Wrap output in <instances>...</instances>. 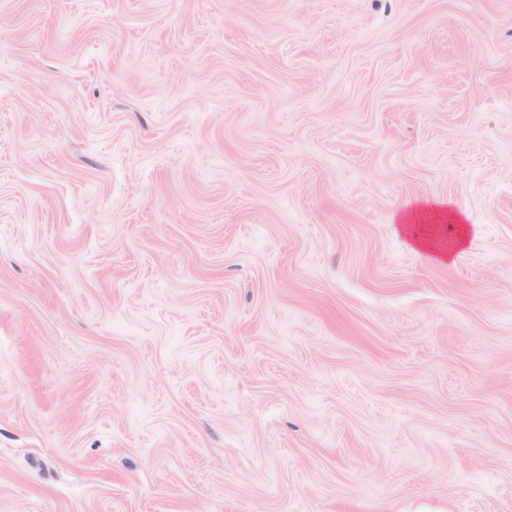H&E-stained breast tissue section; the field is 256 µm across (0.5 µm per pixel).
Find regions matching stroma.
Returning a JSON list of instances; mask_svg holds the SVG:
<instances>
[{
	"label": "stroma",
	"mask_w": 512,
	"mask_h": 512,
	"mask_svg": "<svg viewBox=\"0 0 512 512\" xmlns=\"http://www.w3.org/2000/svg\"><path fill=\"white\" fill-rule=\"evenodd\" d=\"M0 512H512V0H0ZM429 215L448 217V223L453 229V235L448 238V243L440 244L425 232L424 217ZM396 222L398 230L407 237L414 248L430 254L438 261H450L466 245L470 234V226L465 224L463 216L446 202L416 204L410 210L400 213Z\"/></svg>",
	"instance_id": "stroma-1"
}]
</instances>
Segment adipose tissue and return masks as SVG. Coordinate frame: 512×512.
I'll return each mask as SVG.
<instances>
[{
  "instance_id": "ef3b65f1",
  "label": "adipose tissue",
  "mask_w": 512,
  "mask_h": 512,
  "mask_svg": "<svg viewBox=\"0 0 512 512\" xmlns=\"http://www.w3.org/2000/svg\"><path fill=\"white\" fill-rule=\"evenodd\" d=\"M447 217L453 229V234L446 243H439L434 237L428 235L423 226L426 216ZM398 228L417 250L426 252L438 261H447L454 257L467 243L470 228L463 216L454 211L449 203L435 202L420 203L410 210L402 212L397 217Z\"/></svg>"
}]
</instances>
